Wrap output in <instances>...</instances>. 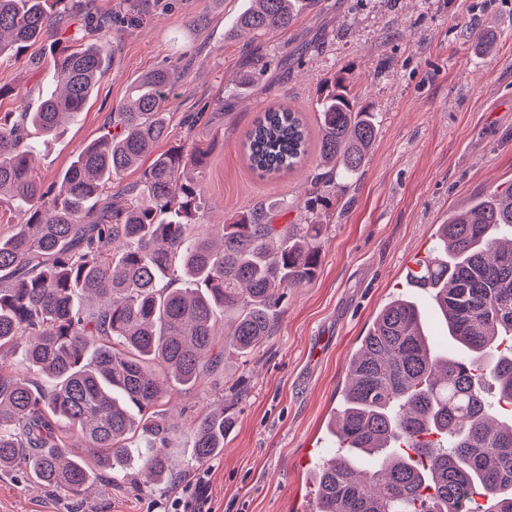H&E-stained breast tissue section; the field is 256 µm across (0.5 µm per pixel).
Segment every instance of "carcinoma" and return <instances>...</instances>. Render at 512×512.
Wrapping results in <instances>:
<instances>
[{
  "mask_svg": "<svg viewBox=\"0 0 512 512\" xmlns=\"http://www.w3.org/2000/svg\"><path fill=\"white\" fill-rule=\"evenodd\" d=\"M51 3L67 13L77 7L0 0V60L24 59L58 30ZM318 3L250 0L235 32L286 30ZM26 63L37 68L40 60ZM49 67L58 91L0 117V204L26 215L0 235V470L22 464L42 485L73 492L136 460L161 479L169 454L140 453L137 430H159L151 418L166 385H195L216 361L219 319L231 315L224 340L243 357L271 335L288 289L315 276L321 225L274 223L294 208L286 200L237 212L215 237L201 229L196 173L208 150L156 152L179 79L168 66L141 76L107 131L44 185L29 132L55 136L83 112L106 54L97 42L57 37ZM317 104L325 171L312 175L304 203L313 216L333 205L379 131L377 113L357 106L342 77L323 80ZM242 147L254 171L276 177L305 159L308 131L299 113L273 105ZM148 155L143 178L111 193ZM435 236L412 279L428 289L462 354L429 347L410 297L380 307L349 361L332 421L336 453L309 471L313 512H512V185L483 193ZM25 336L22 364L48 387L17 377L8 362ZM489 383L506 412L499 423L483 396ZM233 428L231 407L202 416L196 460L220 455ZM74 435L94 463L69 452Z\"/></svg>",
  "mask_w": 512,
  "mask_h": 512,
  "instance_id": "obj_1",
  "label": "carcinoma"
}]
</instances>
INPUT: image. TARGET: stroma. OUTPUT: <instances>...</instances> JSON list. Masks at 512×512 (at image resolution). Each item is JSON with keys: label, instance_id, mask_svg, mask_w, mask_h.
<instances>
[{"label": "stroma", "instance_id": "obj_1", "mask_svg": "<svg viewBox=\"0 0 512 512\" xmlns=\"http://www.w3.org/2000/svg\"><path fill=\"white\" fill-rule=\"evenodd\" d=\"M247 0H141L130 23L119 0H92L112 20L114 59L94 97L61 134L36 140L32 165L51 183L104 131L130 85L162 65L183 73L166 104L169 134L158 151L194 143L209 151L200 187L204 226L259 201L296 202L302 223L319 155L263 179L241 143L270 105L287 103L318 132L317 91L342 74L379 116L363 168L327 210L315 276L289 289L274 330L247 356L216 342L217 370L174 387L156 412L176 467L169 481L135 465L104 475L82 494L36 485L25 467L0 470V512H164L173 497L205 492L212 512H301L312 497L307 470L329 456L328 423L348 361L380 306L403 290L425 313L432 345L457 347L427 292L409 288L415 257L435 244L438 224L471 196L512 184V0H320L287 31L230 35ZM485 32L478 43L469 28ZM46 72L0 62V86L29 96L0 99V113L35 105ZM236 424L216 459L196 463L193 428L222 402Z\"/></svg>", "mask_w": 512, "mask_h": 512}]
</instances>
